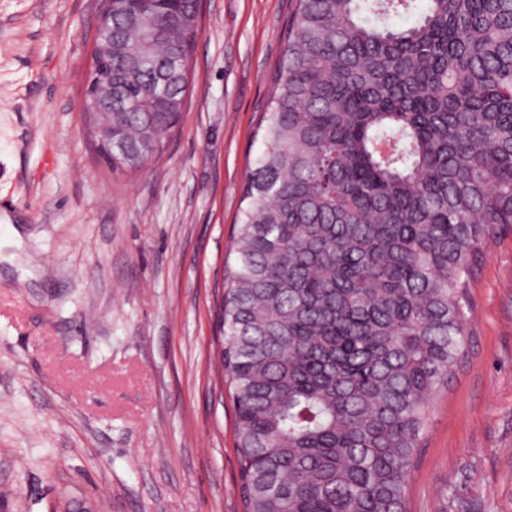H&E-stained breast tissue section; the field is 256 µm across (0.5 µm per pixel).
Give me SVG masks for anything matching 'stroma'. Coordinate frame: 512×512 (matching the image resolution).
I'll list each match as a JSON object with an SVG mask.
<instances>
[{"instance_id":"1","label":"stroma","mask_w":512,"mask_h":512,"mask_svg":"<svg viewBox=\"0 0 512 512\" xmlns=\"http://www.w3.org/2000/svg\"><path fill=\"white\" fill-rule=\"evenodd\" d=\"M99 0H0V512H242L218 311L295 0H203L160 157L100 160ZM409 512H512V233L472 282Z\"/></svg>"}]
</instances>
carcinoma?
<instances>
[{"label": "carcinoma", "instance_id": "obj_1", "mask_svg": "<svg viewBox=\"0 0 512 512\" xmlns=\"http://www.w3.org/2000/svg\"><path fill=\"white\" fill-rule=\"evenodd\" d=\"M195 17L113 0L112 171L178 123ZM273 83L221 313L243 512H406L512 231V0H297Z\"/></svg>", "mask_w": 512, "mask_h": 512}]
</instances>
